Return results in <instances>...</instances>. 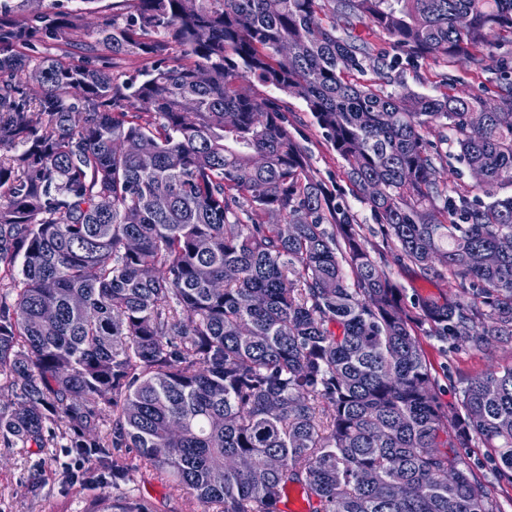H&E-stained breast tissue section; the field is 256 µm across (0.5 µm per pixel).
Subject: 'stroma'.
I'll return each instance as SVG.
<instances>
[{"instance_id":"1","label":"stroma","mask_w":512,"mask_h":512,"mask_svg":"<svg viewBox=\"0 0 512 512\" xmlns=\"http://www.w3.org/2000/svg\"><path fill=\"white\" fill-rule=\"evenodd\" d=\"M401 79L408 90L438 96L447 87H454L457 95L477 92L479 87L495 88L496 72L489 71L474 78L463 67L448 69L440 61L426 60L417 67H405ZM289 110L302 120L301 142L307 150L313 170L326 183L341 179V162L320 129L314 123L305 103L298 98L285 100ZM352 208L361 221L367 222L368 248L372 253L384 254L387 270L403 291L406 306H413L418 296H454L458 289L447 280L426 276L422 269L398 261L383 240L380 228L371 221L370 211L360 201H352ZM418 340L439 383L438 397L448 415L459 410V399L468 378L486 370L512 363V341L492 339L483 351L455 348L447 340L422 332ZM64 439H55L48 448H25L0 440V512H89L101 492L94 483L65 482L62 471L69 457ZM461 456L480 467L485 489L498 512H512V489L498 483L490 464V449L480 443L461 449ZM136 466L135 489L138 496L147 499L155 512H190L187 495L174 493L167 476L132 457Z\"/></svg>"}]
</instances>
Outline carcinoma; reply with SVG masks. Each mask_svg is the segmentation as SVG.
Here are the masks:
<instances>
[{
    "label": "carcinoma",
    "mask_w": 512,
    "mask_h": 512,
    "mask_svg": "<svg viewBox=\"0 0 512 512\" xmlns=\"http://www.w3.org/2000/svg\"><path fill=\"white\" fill-rule=\"evenodd\" d=\"M41 2L0 0L4 441L111 459L127 488L89 512H152L128 448L201 512H282L294 484L308 512H497L455 449H493L512 486V364L450 419L418 330L512 339V60L493 105L384 87L430 58L483 71L512 0H128L81 44L83 13ZM37 38L58 55L33 62ZM257 86L305 103L341 185ZM446 143L479 182L448 186ZM349 194L470 300L408 309ZM109 67H112V73L118 78L119 83H139L143 77L142 73L145 69V62L138 58H128L125 61L118 59H109Z\"/></svg>",
    "instance_id": "1"
}]
</instances>
